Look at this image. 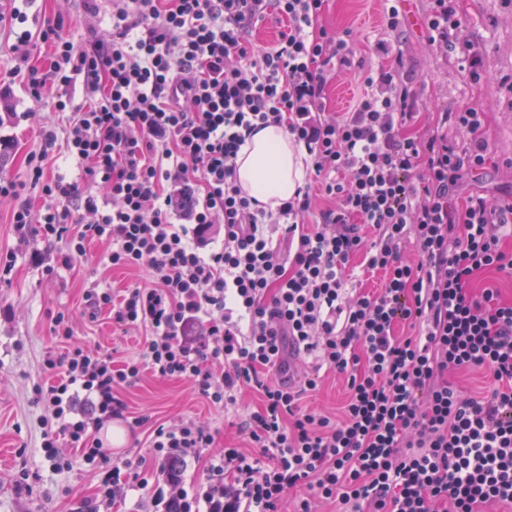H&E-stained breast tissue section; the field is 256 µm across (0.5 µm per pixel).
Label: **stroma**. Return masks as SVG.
<instances>
[{
    "mask_svg": "<svg viewBox=\"0 0 512 512\" xmlns=\"http://www.w3.org/2000/svg\"><path fill=\"white\" fill-rule=\"evenodd\" d=\"M463 22V36L470 48L446 51L430 48L423 26L428 0H403L404 23L399 38L389 40L393 52L401 53L407 67L417 76V93L424 104L421 125L433 113L451 112L460 103H477L485 112L484 131L493 154L484 167L465 175L458 198L481 195L496 198L512 192V0H454ZM41 18L63 16L64 31L75 42L90 39L94 20L86 13L84 0H38ZM382 0H330L323 17L328 28L353 30L364 45L363 67L374 70L384 65L385 56L375 51L386 39ZM479 60L470 70L467 56ZM33 104L20 84L0 85V137L10 140L0 152V176L18 181L26 178V158L40 145L39 121L56 126L59 143H66L68 119L54 109L53 97H45L39 117H31ZM64 242L44 243L31 236L20 243L10 222V206L0 202V253H12L15 266L10 281L0 282V512H79L83 501L92 498L97 477L68 437L60 446L70 461L67 469H50L43 457V406L33 401V388L50 382L43 365L49 354L65 347L51 330V317L59 312L73 319V339L89 348L113 353L115 360L135 357L143 335L113 325L108 313L90 317L84 291L90 286L121 291L142 277L141 272L111 267L109 248L101 241L90 242L85 256L71 267L46 271L41 256L57 258L66 251ZM132 416L144 418L139 427L125 430V442L114 447L113 457L144 458L154 475L162 469L147 440L158 425L180 420L205 422L215 437L213 452L241 446L237 425L256 410L257 396L246 392L235 406L215 407L203 400L184 379L158 380L143 375L132 386L121 388ZM32 477L31 490L17 493L12 480L19 473Z\"/></svg>",
    "mask_w": 512,
    "mask_h": 512,
    "instance_id": "stroma-1",
    "label": "stroma"
}]
</instances>
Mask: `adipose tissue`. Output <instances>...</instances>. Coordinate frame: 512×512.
<instances>
[{
    "label": "adipose tissue",
    "mask_w": 512,
    "mask_h": 512,
    "mask_svg": "<svg viewBox=\"0 0 512 512\" xmlns=\"http://www.w3.org/2000/svg\"><path fill=\"white\" fill-rule=\"evenodd\" d=\"M305 156L304 148L296 146L283 127L268 126L242 145L237 158L238 183L247 195L277 207L303 186Z\"/></svg>",
    "instance_id": "adipose-tissue-1"
}]
</instances>
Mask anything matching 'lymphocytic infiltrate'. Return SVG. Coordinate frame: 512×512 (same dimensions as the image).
<instances>
[{
    "instance_id": "obj_1",
    "label": "lymphocytic infiltrate",
    "mask_w": 512,
    "mask_h": 512,
    "mask_svg": "<svg viewBox=\"0 0 512 512\" xmlns=\"http://www.w3.org/2000/svg\"><path fill=\"white\" fill-rule=\"evenodd\" d=\"M329 0H112L101 35L89 45L46 21L37 41L20 34L23 55L48 47V67L19 66L33 102L56 89L68 112L67 151L89 188L45 174L56 145L42 148L29 178L46 199L32 212L24 186L0 179L19 238L36 231L66 241L61 265L109 243L112 266L143 269L144 284L122 298L89 288L92 310L117 326L144 329L135 359L72 343V321L52 330L68 348L44 361L57 379L33 389L48 414L42 451L64 466L68 436L99 477L84 512H111L135 486L143 461L113 460L99 437L127 418L119 396L143 373L181 378L215 406L236 405L244 390L261 404L241 423L248 449L210 457L204 483L176 476L155 503L177 512H493L512 503V301L496 277H512V195L469 198L454 190L489 158L483 113L465 104L416 129L414 74L402 57L365 77L354 108L326 105L333 75L351 69L352 31L322 23ZM288 20L269 47L250 36L270 14ZM429 46L444 51L461 21L448 0H430ZM82 88L88 107L71 93ZM283 126L304 145L326 195L310 186L276 210L249 197L236 179L247 137ZM456 125L465 141L448 142ZM373 228L366 238L364 227ZM414 257H406L407 242ZM382 273L376 291L347 286L355 259ZM492 274L480 293L476 275ZM405 333H397V326ZM344 378L337 412L305 408L320 371ZM455 371L481 372L482 395L463 394ZM201 421L158 426L151 446L165 462L212 447Z\"/></svg>"
}]
</instances>
